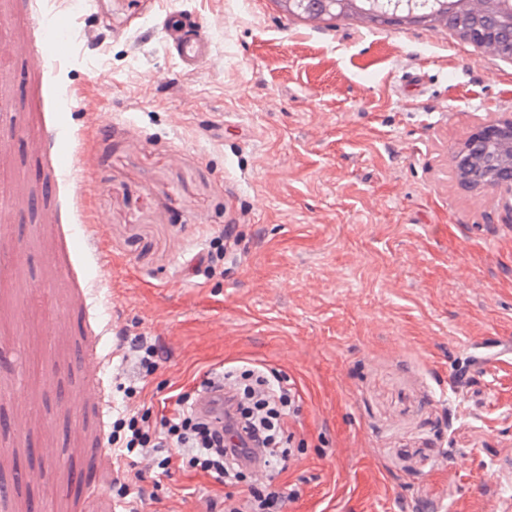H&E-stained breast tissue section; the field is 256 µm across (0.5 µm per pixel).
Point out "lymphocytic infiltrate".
Masks as SVG:
<instances>
[{"label":"lymphocytic infiltrate","instance_id":"1","mask_svg":"<svg viewBox=\"0 0 512 512\" xmlns=\"http://www.w3.org/2000/svg\"><path fill=\"white\" fill-rule=\"evenodd\" d=\"M224 377L241 381L232 392L233 416L219 422L204 417L193 411L190 395L179 396L177 412L156 427L149 425L144 412H126L113 421L108 437L117 457L133 469L144 459H156L162 449L179 448L190 467L230 483L245 471L243 449L229 442L230 435L241 433L263 449L265 467H284L293 456L292 439L286 434L295 407L292 387L255 367L237 373L228 370ZM298 495V490L268 481L239 494H225L221 512H285Z\"/></svg>","mask_w":512,"mask_h":512}]
</instances>
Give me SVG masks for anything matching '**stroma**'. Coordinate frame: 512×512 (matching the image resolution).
Returning a JSON list of instances; mask_svg holds the SVG:
<instances>
[{"instance_id": "stroma-1", "label": "stroma", "mask_w": 512, "mask_h": 512, "mask_svg": "<svg viewBox=\"0 0 512 512\" xmlns=\"http://www.w3.org/2000/svg\"><path fill=\"white\" fill-rule=\"evenodd\" d=\"M180 9L215 66L167 56L156 19ZM47 13L65 20L55 71L0 57V465L34 458L0 512H123L127 492L140 512H211L241 484L173 449L121 488L107 438L126 407L159 424L243 365L299 395L294 457L263 473L299 489L287 512L512 499V216L453 163L512 113V64L428 32L309 29L265 0ZM32 38L28 0H0V43ZM407 70L425 96L397 93ZM65 96L85 110L60 111ZM226 224L239 248L211 277L200 260ZM125 328L158 345L151 375L119 351Z\"/></svg>"}]
</instances>
